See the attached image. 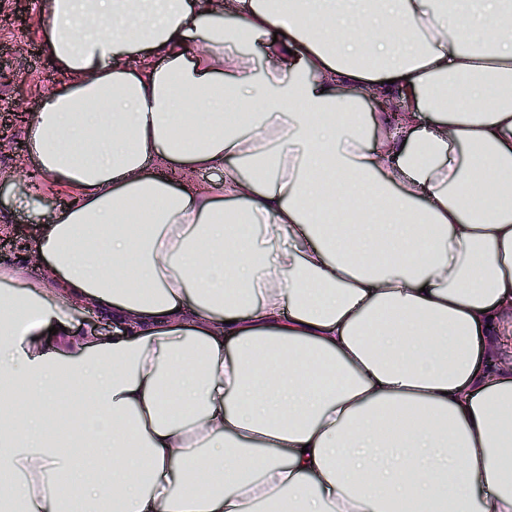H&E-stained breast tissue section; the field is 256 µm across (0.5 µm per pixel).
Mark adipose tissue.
<instances>
[{
    "mask_svg": "<svg viewBox=\"0 0 512 512\" xmlns=\"http://www.w3.org/2000/svg\"><path fill=\"white\" fill-rule=\"evenodd\" d=\"M508 25L512 0H47L74 81L25 144L77 196L14 191L41 276L0 266L21 512H512ZM74 190L53 182L50 178L45 180L39 190L41 203L51 210L66 207L74 197Z\"/></svg>",
    "mask_w": 512,
    "mask_h": 512,
    "instance_id": "ef3b65f1",
    "label": "adipose tissue"
}]
</instances>
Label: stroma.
Here are the masks:
<instances>
[{"instance_id":"35a3bbf8","label":"stroma","mask_w":512,"mask_h":512,"mask_svg":"<svg viewBox=\"0 0 512 512\" xmlns=\"http://www.w3.org/2000/svg\"><path fill=\"white\" fill-rule=\"evenodd\" d=\"M47 0H0V124H11L12 139L0 141V186L20 182L31 160L19 149L25 127L16 113H35L48 89L69 83L56 71L42 42ZM39 227L28 214L0 199V261L27 262L31 278L38 263L29 261V246Z\"/></svg>"}]
</instances>
